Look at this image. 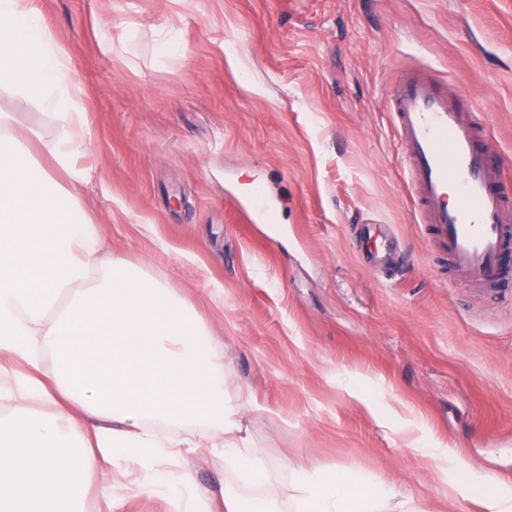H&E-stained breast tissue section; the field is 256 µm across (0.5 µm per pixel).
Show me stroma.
<instances>
[{
	"mask_svg": "<svg viewBox=\"0 0 512 512\" xmlns=\"http://www.w3.org/2000/svg\"><path fill=\"white\" fill-rule=\"evenodd\" d=\"M83 90L82 206L113 256L180 288L228 375L233 415L271 468L245 483L188 456L202 491L294 512L293 469L353 470L406 512H487L479 461L512 494V294L475 302L415 221L386 90L421 66L488 113L512 161V0H38ZM169 39L177 60L157 45ZM44 139L62 124L0 92ZM261 191L259 221L237 204ZM391 225L395 261L364 266L356 229ZM429 448H447L441 462ZM126 464L93 473L98 512H172Z\"/></svg>",
	"mask_w": 512,
	"mask_h": 512,
	"instance_id": "obj_1",
	"label": "stroma"
}]
</instances>
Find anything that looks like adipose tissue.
Instances as JSON below:
<instances>
[{
  "label": "adipose tissue",
  "mask_w": 512,
  "mask_h": 512,
  "mask_svg": "<svg viewBox=\"0 0 512 512\" xmlns=\"http://www.w3.org/2000/svg\"><path fill=\"white\" fill-rule=\"evenodd\" d=\"M0 91L55 114L62 139L39 141L0 113V362L14 383L42 398L47 415L18 407L0 419V512H82L80 492L104 464L143 475L139 492L170 491L175 512H268L232 493L194 488L180 461L204 448L244 481L266 471L248 449L224 397V356L178 289L140 264L105 259L94 217L81 211L88 184L76 164L86 123L83 93L35 0H0ZM62 170L68 183L53 172ZM203 418L207 427L172 440L155 423ZM299 512H397L389 497L362 492L353 470L302 467Z\"/></svg>",
  "instance_id": "ef3b65f1"
}]
</instances>
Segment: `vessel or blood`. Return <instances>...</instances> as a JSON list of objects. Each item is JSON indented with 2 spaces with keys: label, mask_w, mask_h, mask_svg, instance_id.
Instances as JSON below:
<instances>
[{
  "label": "vessel or blood",
  "mask_w": 512,
  "mask_h": 512,
  "mask_svg": "<svg viewBox=\"0 0 512 512\" xmlns=\"http://www.w3.org/2000/svg\"><path fill=\"white\" fill-rule=\"evenodd\" d=\"M417 223L429 226L457 277L480 296L512 287V172L490 163L488 127L465 97L417 72L390 92Z\"/></svg>",
  "instance_id": "obj_1"
}]
</instances>
